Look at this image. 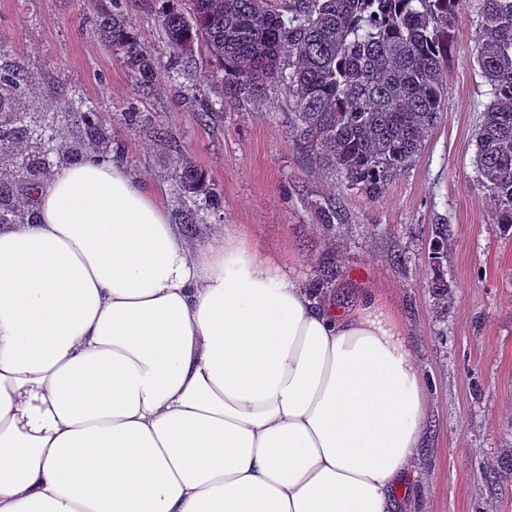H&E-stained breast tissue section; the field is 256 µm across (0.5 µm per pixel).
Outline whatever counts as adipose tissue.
<instances>
[{"label": "adipose tissue", "mask_w": 512, "mask_h": 512, "mask_svg": "<svg viewBox=\"0 0 512 512\" xmlns=\"http://www.w3.org/2000/svg\"><path fill=\"white\" fill-rule=\"evenodd\" d=\"M0 225V512H393L429 409L378 289L188 243L117 161Z\"/></svg>", "instance_id": "1"}]
</instances>
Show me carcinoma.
I'll return each instance as SVG.
<instances>
[{"mask_svg":"<svg viewBox=\"0 0 512 512\" xmlns=\"http://www.w3.org/2000/svg\"><path fill=\"white\" fill-rule=\"evenodd\" d=\"M161 28L174 57L198 54L222 73L230 104L261 96L268 83L293 97L288 128L297 149L340 177V185L376 199L421 152L447 93L450 31L460 0H162ZM476 64L491 99L475 134L474 167L496 206V223L512 227V0H476ZM188 7H182V4ZM125 0H99L96 30L141 82L160 62L143 52ZM294 58L292 67L282 57ZM21 68L0 73V224L24 222L28 192L46 180L45 132H58L53 112H30ZM72 121L102 158L112 133L95 110ZM181 189L197 194L204 177L179 170Z\"/></svg>","mask_w":512,"mask_h":512,"instance_id":"cac0c4a2","label":"carcinoma"}]
</instances>
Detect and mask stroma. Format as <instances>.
I'll use <instances>...</instances> for the list:
<instances>
[{
    "label": "stroma",
    "mask_w": 512,
    "mask_h": 512,
    "mask_svg": "<svg viewBox=\"0 0 512 512\" xmlns=\"http://www.w3.org/2000/svg\"><path fill=\"white\" fill-rule=\"evenodd\" d=\"M96 7V0H0V67L21 62L34 73L29 100L58 113L60 145L76 135L70 114L95 108L138 185L176 224L195 222L197 238L237 229L273 258L295 259L307 285L334 267L329 291L343 294L357 281L383 288L433 379L416 474L398 492L402 512H512V228L496 223L473 163L489 101L474 59L473 0H462L451 33L442 119L373 201L297 151L288 130L293 102L280 84L200 123L194 111L217 102L216 83L204 68L171 65L160 0L128 5L136 37L163 65L147 85L98 39ZM131 112L147 122L127 127ZM182 162L202 172L212 197L181 190ZM329 201L336 219L325 226L315 205ZM441 224L448 227L444 304L431 292L428 262Z\"/></svg>",
    "instance_id": "stroma-1"
}]
</instances>
